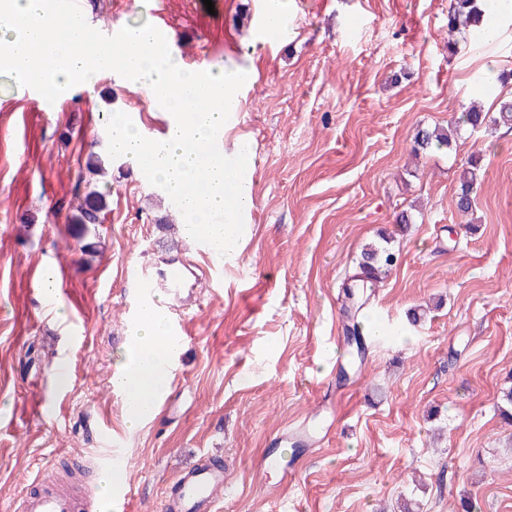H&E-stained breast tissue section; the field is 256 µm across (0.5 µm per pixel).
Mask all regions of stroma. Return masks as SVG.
Wrapping results in <instances>:
<instances>
[{"mask_svg": "<svg viewBox=\"0 0 512 512\" xmlns=\"http://www.w3.org/2000/svg\"><path fill=\"white\" fill-rule=\"evenodd\" d=\"M103 34L166 25L209 71L249 70L224 147L248 143L255 207L241 253L183 311L177 381L157 414L128 429L112 386L135 280L176 256L198 261L184 217L141 171L107 153V114L153 138L161 114L112 71L51 106L0 70V512L28 479L79 470L117 445L133 512H166L179 472L221 453L220 512H512V129H460L450 148L413 153L421 127H447L479 74H508L512 9L497 42L448 45L450 0H281L289 29L256 27L268 0H81ZM482 171L472 214L452 203L471 155ZM103 222L71 218L89 157ZM407 213L411 224L396 221ZM396 265L362 321L364 359L337 361L350 323L342 285L362 249ZM64 266V293L30 285ZM424 307L417 325L411 309ZM69 383H55L59 370ZM277 450L294 480L267 466Z\"/></svg>", "mask_w": 512, "mask_h": 512, "instance_id": "35a3bbf8", "label": "stroma"}]
</instances>
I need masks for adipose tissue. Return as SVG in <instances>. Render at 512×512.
Here are the masks:
<instances>
[{
  "mask_svg": "<svg viewBox=\"0 0 512 512\" xmlns=\"http://www.w3.org/2000/svg\"><path fill=\"white\" fill-rule=\"evenodd\" d=\"M58 19L43 0H0V28L12 32L10 42L0 45V68L39 82L42 92L59 93L62 79L88 83L98 67L88 54L72 52L71 33L56 36ZM172 357L167 321L157 307L142 310L130 327L124 359L112 377L114 387L127 392V425L140 428L152 418L169 391L165 370Z\"/></svg>",
  "mask_w": 512,
  "mask_h": 512,
  "instance_id": "ef3b65f1",
  "label": "adipose tissue"
}]
</instances>
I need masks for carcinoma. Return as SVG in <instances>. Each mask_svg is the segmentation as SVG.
<instances>
[{"instance_id": "cac0c4a2", "label": "carcinoma", "mask_w": 512, "mask_h": 512, "mask_svg": "<svg viewBox=\"0 0 512 512\" xmlns=\"http://www.w3.org/2000/svg\"><path fill=\"white\" fill-rule=\"evenodd\" d=\"M483 15L484 9L480 7L478 0H450L448 34L464 30L471 38L482 39ZM460 125L469 127L475 133L492 126L503 125L512 128V99L497 97V111L493 115L486 112L483 105L473 103L450 121L446 129L439 127L432 130L418 129L414 138L416 148L426 151L449 146L454 131ZM480 169V157L473 156L468 161V167L460 174L459 187L454 198V208L459 214H467L475 207ZM100 213L97 192L90 189L84 196V203L80 205L79 213L74 216L75 223L79 224L78 235H84L91 227L101 223ZM396 262L397 255L386 247L366 248L358 261L357 282L366 283L368 288L377 287L381 274L390 271Z\"/></svg>"}]
</instances>
